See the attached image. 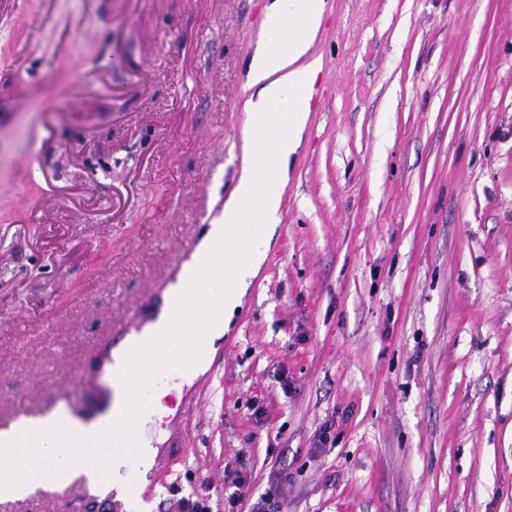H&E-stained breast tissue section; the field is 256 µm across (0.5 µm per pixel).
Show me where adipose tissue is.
<instances>
[{"mask_svg": "<svg viewBox=\"0 0 512 512\" xmlns=\"http://www.w3.org/2000/svg\"><path fill=\"white\" fill-rule=\"evenodd\" d=\"M324 12L325 0H271L266 10V37L248 64V83L257 90L256 100L248 104V161L232 202L224 208L223 222L211 225L205 239L209 245L224 240L230 225L240 224L250 228L252 244L244 253L228 247L209 255V263L224 267L230 280L220 292L218 313L201 326L183 323L184 335L221 338L241 303L247 279L265 258L280 221L288 160L299 145L320 71L311 49ZM141 384L131 373L114 387L112 411L81 419L58 408L39 418H20L1 431L0 499L21 500L36 490H58L81 478L92 491L117 490L130 512H143L141 485L154 450L146 446L132 456L112 445L113 410Z\"/></svg>", "mask_w": 512, "mask_h": 512, "instance_id": "ef3b65f1", "label": "adipose tissue"}]
</instances>
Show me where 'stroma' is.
Instances as JSON below:
<instances>
[{
  "label": "stroma",
  "instance_id": "obj_1",
  "mask_svg": "<svg viewBox=\"0 0 512 512\" xmlns=\"http://www.w3.org/2000/svg\"><path fill=\"white\" fill-rule=\"evenodd\" d=\"M325 2L280 221L216 361L156 398L155 448L196 404L142 496L225 512L239 479L234 512L272 485L281 512H512V0ZM268 4L0 9V423L86 413L97 342L222 221ZM0 512L127 510L77 482Z\"/></svg>",
  "mask_w": 512,
  "mask_h": 512
}]
</instances>
